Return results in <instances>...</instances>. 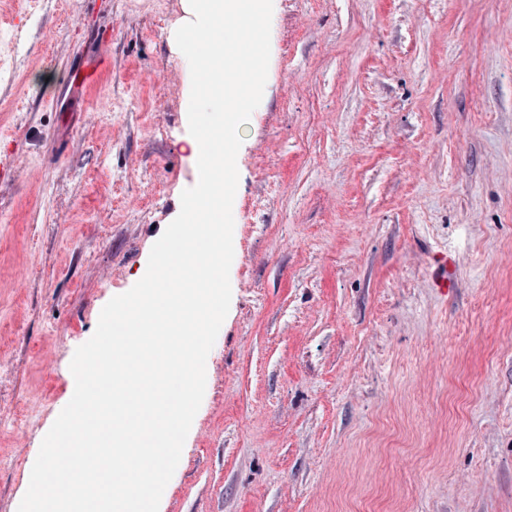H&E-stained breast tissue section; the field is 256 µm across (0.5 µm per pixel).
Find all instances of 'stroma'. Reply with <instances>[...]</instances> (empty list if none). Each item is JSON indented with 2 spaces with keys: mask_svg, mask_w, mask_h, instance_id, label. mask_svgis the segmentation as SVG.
Returning <instances> with one entry per match:
<instances>
[{
  "mask_svg": "<svg viewBox=\"0 0 512 512\" xmlns=\"http://www.w3.org/2000/svg\"><path fill=\"white\" fill-rule=\"evenodd\" d=\"M185 2L0 7V512L198 181ZM270 45L159 512H512V0H273Z\"/></svg>",
  "mask_w": 512,
  "mask_h": 512,
  "instance_id": "stroma-1",
  "label": "stroma"
}]
</instances>
